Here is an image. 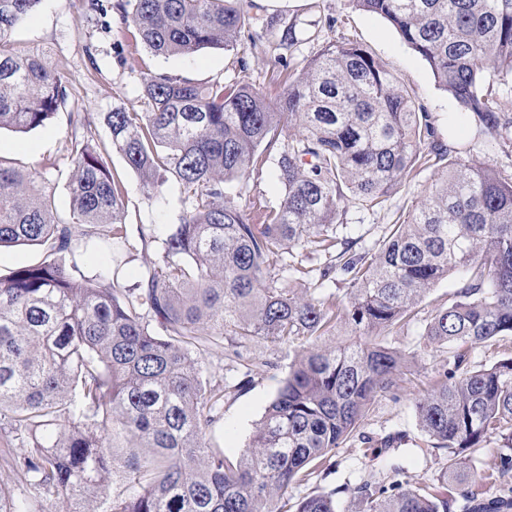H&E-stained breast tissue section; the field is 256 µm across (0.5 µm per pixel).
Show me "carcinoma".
Segmentation results:
<instances>
[{
  "label": "carcinoma",
  "instance_id": "cac0c4a2",
  "mask_svg": "<svg viewBox=\"0 0 512 512\" xmlns=\"http://www.w3.org/2000/svg\"><path fill=\"white\" fill-rule=\"evenodd\" d=\"M39 2L0 0V129L44 128L68 102L64 73L15 40ZM351 2L388 20L486 132L512 124L493 91L512 77V0ZM111 9L165 59L244 36L259 48L255 0ZM262 25L275 49L298 43L295 19ZM142 86L146 111L103 116L112 147L146 188L175 177L185 209L164 237L137 226L154 260L134 284L116 268L102 288L66 260L91 243L110 253L127 236L106 150L72 133L65 218L39 188L54 161L17 170L0 159V248L48 245L43 261L0 276V470L14 476L0 482V512H286L288 489L335 471L334 450L408 369V354L373 337L416 320L422 298L460 270L455 300L422 331L453 348L450 368L414 403L425 445L446 450L448 467L422 484L395 465L373 468L353 488L312 491L294 512H338L344 495L355 512H512V487L487 496L467 484V451L492 436L502 442L497 478L512 472V357L478 369L468 355L512 336V176L435 142L424 107L349 40L324 46L273 106L249 81L228 89L146 72ZM270 159L279 203L224 194ZM418 166L437 169L423 199L377 245L353 251L339 236L342 204L380 207ZM298 248L327 262L287 264ZM315 271L344 294L292 287ZM339 324L356 341L336 342ZM255 341L288 347V371L231 460L208 439L224 419L225 386L204 378L203 360L221 351L243 390L255 364L240 349Z\"/></svg>",
  "mask_w": 512,
  "mask_h": 512
}]
</instances>
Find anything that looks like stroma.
Wrapping results in <instances>:
<instances>
[{"label":"stroma","mask_w":512,"mask_h":512,"mask_svg":"<svg viewBox=\"0 0 512 512\" xmlns=\"http://www.w3.org/2000/svg\"><path fill=\"white\" fill-rule=\"evenodd\" d=\"M265 13H282L300 22V44L289 62H281L276 51H255L243 40L234 49L205 50L191 57L164 59L154 56L144 45L135 43L123 31L114 15L89 10L87 0H40L31 20L19 28L16 40L24 46H39L48 52L50 65L60 68L67 80L70 103L54 116L49 127L28 133L8 129L0 131V156L13 167L30 169L43 159L56 160L47 170L44 184L59 202L60 216L68 214L66 183L70 167L66 142L72 131V115L88 112L93 122L90 139L110 144L111 134L102 117L113 108L129 112L146 109L142 92L145 71L163 73L196 83L224 81L233 86L241 78L260 86L270 102H277L288 86L289 75L298 73L327 42L348 39L359 44L395 75L408 93L425 105L434 122L439 143L469 152L474 161L501 169L512 168V152H502L496 141L480 133L475 121L441 89L429 65L399 36L395 28L380 16L355 9L351 0H259ZM337 18L335 29H328L327 18ZM246 61L247 73H240L239 61ZM110 168L120 176L124 189L128 240L111 257L88 249L76 258L82 274L96 277L100 286H108L111 260L122 264L125 283L135 282L153 252L143 250L137 225H154L166 234L183 213L182 194L176 179H169L157 190L143 188L137 174L128 167L119 152H111ZM435 179L433 170L418 169L410 182L391 191L383 206L371 211L346 205L345 236L356 241L358 249H368L381 241L390 224L420 201ZM462 278L452 274L440 281L418 304V318L408 327L386 331L381 341L411 355L408 375L396 394L384 395L375 402L361 423L355 438L336 450V472L327 478L289 489V503H296L314 487L348 482L357 483L366 469L395 463L405 469L413 483L432 479L447 463L443 450H420L421 433L417 426L414 402L429 381L448 366L447 349L426 345L421 330L424 321L436 309L448 306L460 288ZM246 358L257 363L253 383L245 390H234L235 372L229 371L222 356L211 355L204 363L206 375L228 387L224 397V420L211 434L213 445L236 458L248 444L254 423L261 418L288 369L287 348L272 349L265 343L251 345ZM394 444L379 449L384 438Z\"/></svg>","instance_id":"obj_1"}]
</instances>
